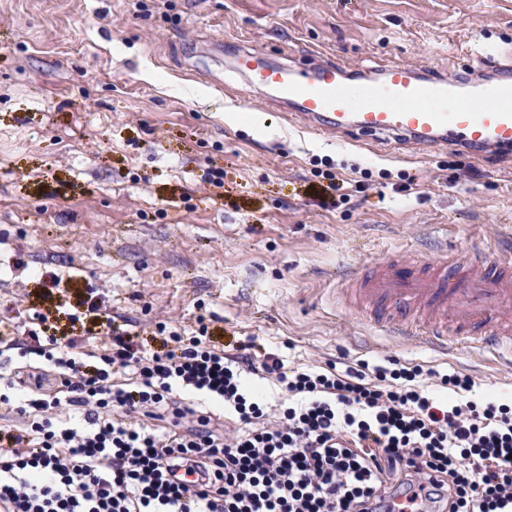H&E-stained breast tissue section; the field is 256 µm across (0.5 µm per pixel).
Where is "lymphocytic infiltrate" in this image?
I'll use <instances>...</instances> for the list:
<instances>
[{
	"mask_svg": "<svg viewBox=\"0 0 512 512\" xmlns=\"http://www.w3.org/2000/svg\"><path fill=\"white\" fill-rule=\"evenodd\" d=\"M316 179L324 208L368 185ZM87 310L109 343L58 342L40 312L0 341V357L55 382L0 394L23 419L0 434V512H512V401L466 399L468 374L343 354L289 368L204 323L188 338L157 323L164 350L150 354L113 328L108 301ZM263 381L286 400L269 406Z\"/></svg>",
	"mask_w": 512,
	"mask_h": 512,
	"instance_id": "lymphocytic-infiltrate-1",
	"label": "lymphocytic infiltrate"
}]
</instances>
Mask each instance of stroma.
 <instances>
[{
	"label": "stroma",
	"instance_id": "1",
	"mask_svg": "<svg viewBox=\"0 0 512 512\" xmlns=\"http://www.w3.org/2000/svg\"><path fill=\"white\" fill-rule=\"evenodd\" d=\"M485 34L512 51V0H0V338L42 310L60 341L86 336L78 300L102 296L149 350L156 322L187 336L204 322L290 368L396 356L469 374L474 396L512 395V366L385 335L343 294L388 251L511 248L512 159L474 181L460 152L314 132L225 73L244 43L303 66L466 77ZM325 159L346 178L370 169L371 187L321 208ZM403 179L413 190L395 193Z\"/></svg>",
	"mask_w": 512,
	"mask_h": 512
}]
</instances>
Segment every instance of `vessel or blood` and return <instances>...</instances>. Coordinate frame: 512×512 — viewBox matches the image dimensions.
<instances>
[{
	"label": "vessel or blood",
	"instance_id": "vessel-or-blood-1",
	"mask_svg": "<svg viewBox=\"0 0 512 512\" xmlns=\"http://www.w3.org/2000/svg\"><path fill=\"white\" fill-rule=\"evenodd\" d=\"M472 53L496 68L491 80L450 79L432 67L391 63L355 78L331 59L301 67L239 50L232 65L244 87L262 92L317 132L352 130L483 162L512 151V60L481 37ZM348 293L388 335L471 348L512 363V252L490 259L391 253L349 277Z\"/></svg>",
	"mask_w": 512,
	"mask_h": 512
}]
</instances>
